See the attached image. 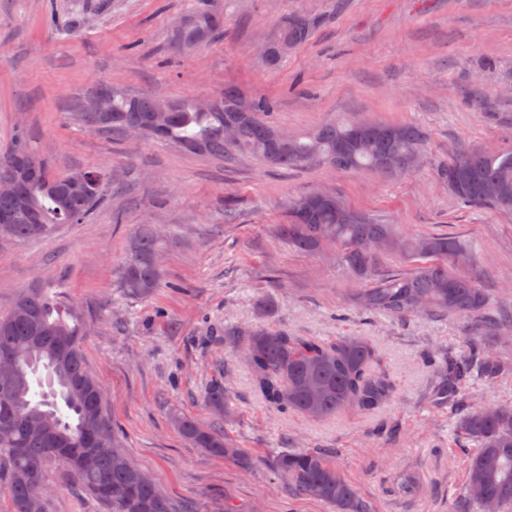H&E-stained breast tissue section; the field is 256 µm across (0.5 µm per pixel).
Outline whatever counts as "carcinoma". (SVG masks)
Returning <instances> with one entry per match:
<instances>
[{
  "label": "carcinoma",
  "instance_id": "carcinoma-1",
  "mask_svg": "<svg viewBox=\"0 0 512 512\" xmlns=\"http://www.w3.org/2000/svg\"><path fill=\"white\" fill-rule=\"evenodd\" d=\"M223 27V14L208 0H200L174 30L173 42L188 53L213 40ZM309 33L305 17H288L283 30L288 42L299 46ZM95 92L103 95V111L87 112L78 101L72 112L83 126L103 133L144 128L148 139L210 155L226 165L249 154L274 168L317 164L336 172L370 169L387 174L385 163L391 162L409 173L427 141L426 131L413 123L373 122L370 133L360 139L359 125L342 121L275 148L277 127L269 120L272 102L254 99L252 111L235 112L231 106L239 93L233 88L224 89L219 95L223 104L216 108H201L196 99L140 96L107 86ZM8 154L28 156L41 170L34 178L17 176L16 193L0 196V216H12V223H0V235L36 240L56 224L80 223L108 188V177L95 168L77 171L99 184L94 192L76 195L65 188L62 176L50 174L33 153L22 130ZM436 177L464 203L512 214V148L493 151L463 145L437 168ZM317 195L312 191L289 201L290 220L277 225L278 234L293 247L313 252L334 243L360 276L370 273L379 244L421 259L412 274L363 289L356 295L360 307L393 318L457 316L478 326L459 351L423 354V362L435 373L436 395L458 407L457 431L474 443L465 459V492L450 512H470L475 506L482 512L488 499L495 501L497 512H512V406L478 405L466 392L475 374L493 380L512 369L482 348V336L512 329V311L505 322L484 320L489 293L476 279L454 271L467 259L454 238L399 236L393 225L352 210L340 196ZM157 242L154 230L145 228L129 243L121 281L131 298H150L161 286ZM82 336L77 314L40 290L20 296L11 313L0 318V354L11 360L8 389L0 388V422L15 421L9 431L0 430V494L7 497V512H47L46 491L37 480L46 477L51 462L63 464L110 512H184L156 482H143V471L122 451L105 407L95 399L102 389L85 367ZM224 342L242 356L259 397L284 415L322 420L345 409L374 412L395 397L393 382L378 367V351L364 336L329 343L280 329L240 326L224 330ZM203 403L212 423L176 414L177 430L197 448L242 459L244 450L220 430L234 416L226 386L212 383ZM267 465L288 482V491L296 497L320 500L334 512H371L356 486L331 464L327 449L283 451Z\"/></svg>",
  "mask_w": 512,
  "mask_h": 512
}]
</instances>
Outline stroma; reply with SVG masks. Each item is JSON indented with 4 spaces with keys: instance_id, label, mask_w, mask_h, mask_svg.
<instances>
[{
    "instance_id": "obj_1",
    "label": "stroma",
    "mask_w": 512,
    "mask_h": 512,
    "mask_svg": "<svg viewBox=\"0 0 512 512\" xmlns=\"http://www.w3.org/2000/svg\"><path fill=\"white\" fill-rule=\"evenodd\" d=\"M195 0H0V155L24 130L57 175L97 168L107 191L81 224H58L36 241L0 237V315L30 288L76 306L86 326L87 370L98 380L129 460L196 512H332L289 495L265 457L332 449V462L374 512H449L462 493L470 441L452 406L429 396L427 348L460 350L457 317L394 319L354 302L360 280L335 244L291 248L276 227L291 198L334 192L353 210L400 235L448 234L469 253L495 315L512 295V215L468 206L436 178L458 145L512 146V0H218L224 33L175 53V27ZM289 15L309 19L308 39L276 69L261 50ZM107 85L171 99L234 87L274 103L277 127L293 134L342 120L413 122L429 142L409 174L272 169L253 156L232 166L151 140L97 134L72 118L76 100ZM163 229L164 280L146 300L129 298L120 270L142 225ZM273 301L262 314L257 298ZM267 325L333 341L367 337L396 386L394 400L312 422L269 407L249 369L224 344L233 326ZM221 378L234 418L224 431L253 459L246 469L197 448L172 412L210 423L205 389ZM395 434L372 444L376 421ZM409 476L411 494H393ZM48 512H106L61 467L47 471Z\"/></svg>"
}]
</instances>
